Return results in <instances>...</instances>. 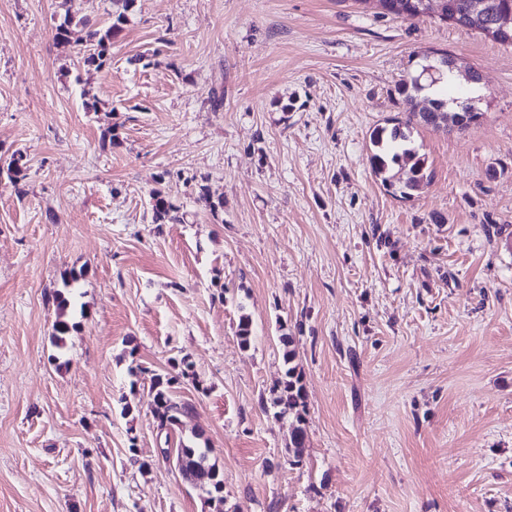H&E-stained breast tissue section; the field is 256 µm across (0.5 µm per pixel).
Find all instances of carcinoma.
I'll use <instances>...</instances> for the list:
<instances>
[{"label":"carcinoma","instance_id":"1","mask_svg":"<svg viewBox=\"0 0 512 512\" xmlns=\"http://www.w3.org/2000/svg\"><path fill=\"white\" fill-rule=\"evenodd\" d=\"M133 0H112L113 10L109 13V22L103 26L91 23L89 15L77 10L68 13L63 23L55 28V37L64 38L70 33L72 25L87 28L86 38L79 54L83 64L96 70L103 68L111 59L112 42L123 31L126 13ZM452 4V14L447 21L452 24L486 35L501 45L512 46V23H501L504 5L507 0H484L483 13L480 19H475L472 11V0H449ZM438 78H430L428 83L417 84L413 77L401 80L398 84L399 94L410 103L414 97L431 88ZM419 124L433 129L448 126L446 113L430 110L428 112H408L405 119L396 120L392 127L375 128L370 141L373 152L370 164L375 176L381 179L386 189L393 190L401 198L406 199L418 191L427 178V158L409 147L413 125ZM399 165L405 170V179L393 183L386 173L391 165ZM151 210L153 222H177L180 220L178 209L168 196L160 191L151 195ZM288 380L284 381L275 392L273 404L281 407L282 412L294 416L295 425L292 431V448L295 458H300L301 448L304 447L305 404L301 377L296 367L288 368ZM177 377L155 374L151 378V389L155 392L154 417L161 429H170L181 423V418L190 415L193 405L189 402L176 401L171 396V388ZM177 466L184 480L197 485V480L205 475V492L216 510H221L224 503V478L215 465L208 462L207 454L200 449L187 444H181L177 449Z\"/></svg>","mask_w":512,"mask_h":512}]
</instances>
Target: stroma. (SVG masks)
<instances>
[{
  "label": "stroma",
  "instance_id": "35a3bbf8",
  "mask_svg": "<svg viewBox=\"0 0 512 512\" xmlns=\"http://www.w3.org/2000/svg\"><path fill=\"white\" fill-rule=\"evenodd\" d=\"M66 9L0 0V512H212L176 466L196 431L223 512H512V47L360 0H134L95 70ZM431 49L480 71L484 116L415 130L402 199L370 134ZM159 189L183 222L153 223ZM184 357L165 435L151 378ZM288 380L276 390L273 404L280 406L282 413L288 412L293 415L295 425L292 431V443L294 458L299 462L301 448L304 447L305 430L301 426L304 423L305 404L304 393L301 384V377L297 372L296 366L289 367L287 373Z\"/></svg>",
  "mask_w": 512,
  "mask_h": 512
}]
</instances>
